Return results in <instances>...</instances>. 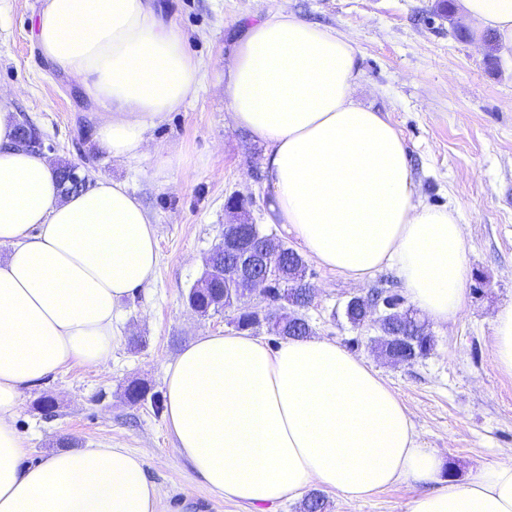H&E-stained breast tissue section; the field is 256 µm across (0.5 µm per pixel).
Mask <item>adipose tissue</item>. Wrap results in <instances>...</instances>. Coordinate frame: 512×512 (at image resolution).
I'll return each instance as SVG.
<instances>
[{
  "mask_svg": "<svg viewBox=\"0 0 512 512\" xmlns=\"http://www.w3.org/2000/svg\"><path fill=\"white\" fill-rule=\"evenodd\" d=\"M460 9L512 44V0ZM32 36L97 106L94 144L119 161H140L147 131L201 81L157 0H44ZM357 80L355 48L335 30L285 11L243 26L224 97L235 126L265 148L266 220L352 282L394 269L421 315L456 323L464 227L422 204L400 133L355 101ZM11 100L0 91V512H159L162 490L138 454L116 445L31 463L14 427L24 389L111 360L120 303L150 282L159 249L126 182L99 175L63 193L52 161L18 145ZM492 360L512 377V305L494 316ZM164 405L194 482L246 512L314 486L362 500L401 480L427 487L408 512H512L511 462L444 478L386 380L325 338L274 349L247 331L196 336L166 367Z\"/></svg>",
  "mask_w": 512,
  "mask_h": 512,
  "instance_id": "1",
  "label": "adipose tissue"
}]
</instances>
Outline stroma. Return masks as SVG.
<instances>
[{
	"mask_svg": "<svg viewBox=\"0 0 512 512\" xmlns=\"http://www.w3.org/2000/svg\"><path fill=\"white\" fill-rule=\"evenodd\" d=\"M202 81L178 110L151 128V143L178 163L162 172L154 155L127 164L91 143L93 107L76 83L52 71L31 37L41 0H0V90L19 115L40 129L50 155L79 166L87 177L126 181L154 223L158 268L135 298L123 301L112 359L75 365L26 389L15 426L28 442L29 461L69 449L119 444L139 454L163 496L160 512H175L193 490L203 512L242 507L193 486L163 413L133 405L125 386L138 381L163 394L166 366L195 336L224 331L228 317H201L186 297L228 224L264 221L272 194L264 149L237 128L224 99V67L242 25L281 10L349 37L359 71L354 97L382 112L400 132L420 199L456 211L470 267L467 306L452 325L430 324L433 349L410 364H392L370 343L374 326L352 327L350 296L387 288L403 294L395 270L350 281L308 262L317 292L306 315L313 335L367 359L409 410L423 447L435 449L455 481L479 466L512 460V378L492 363V320L512 303V47L488 52L473 26L443 16L439 0H159ZM54 408L44 413L42 399ZM421 486L399 481L364 501L326 492L328 512H407Z\"/></svg>",
	"mask_w": 512,
	"mask_h": 512,
	"instance_id": "35a3bbf8",
	"label": "stroma"
}]
</instances>
